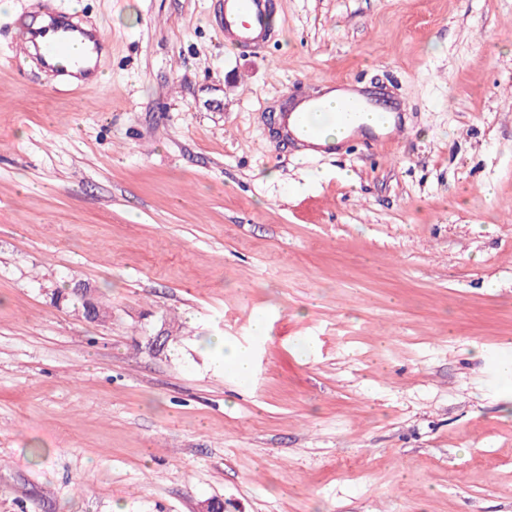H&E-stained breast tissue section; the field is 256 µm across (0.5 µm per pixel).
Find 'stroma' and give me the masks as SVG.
I'll return each instance as SVG.
<instances>
[{"label": "stroma", "mask_w": 512, "mask_h": 512, "mask_svg": "<svg viewBox=\"0 0 512 512\" xmlns=\"http://www.w3.org/2000/svg\"><path fill=\"white\" fill-rule=\"evenodd\" d=\"M62 10L83 91L15 55ZM272 10L249 53L223 0L0 9V512H512V0ZM328 78L406 135L299 161ZM321 94L322 91L303 92L293 98L295 105L288 112H282L280 116V130L284 134L282 137H291V127L295 131L304 133L309 138H315L314 130L309 126V120L319 106L317 100ZM306 128L309 129L308 133H306ZM62 297L64 299L74 297L80 300L83 314L88 320L99 321L107 316L108 307L101 303L95 296H92L91 291L79 294L71 290L70 292L63 293ZM216 344L224 351V365L231 367L239 375L247 377L252 372V360L244 348L238 346L227 347L224 339L217 338Z\"/></svg>", "instance_id": "1"}]
</instances>
